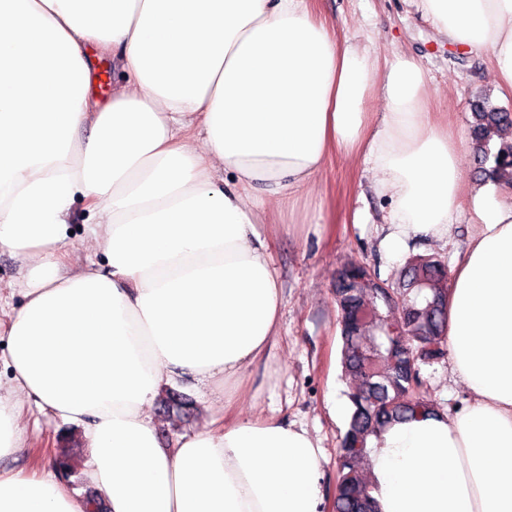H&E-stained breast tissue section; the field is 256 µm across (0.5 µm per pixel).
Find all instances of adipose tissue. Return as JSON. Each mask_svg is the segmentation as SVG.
I'll return each mask as SVG.
<instances>
[{"instance_id":"adipose-tissue-1","label":"adipose tissue","mask_w":512,"mask_h":512,"mask_svg":"<svg viewBox=\"0 0 512 512\" xmlns=\"http://www.w3.org/2000/svg\"><path fill=\"white\" fill-rule=\"evenodd\" d=\"M420 5L512 91V0ZM96 50L121 75L106 105ZM427 97L417 62L381 63L317 0H0V250L25 270L21 307L0 305V459L32 404L81 431L108 512H327L317 440L245 415L243 385L280 320L276 235L259 227L340 155L388 198L391 253L452 244L462 202L474 215L448 291L468 400L371 437L379 512H512V188L467 185L462 138ZM183 378L212 414L167 448L150 410ZM85 510L56 470L0 468V512Z\"/></svg>"}]
</instances>
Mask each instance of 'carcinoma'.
<instances>
[{
	"mask_svg": "<svg viewBox=\"0 0 512 512\" xmlns=\"http://www.w3.org/2000/svg\"><path fill=\"white\" fill-rule=\"evenodd\" d=\"M472 144L485 177L512 182V113L484 100L475 106ZM341 337V377L349 383L348 427L337 457L333 512H377L369 439L388 426L438 412L424 399L421 366L447 350L448 265L436 255L410 256L396 281L350 263L334 288Z\"/></svg>",
	"mask_w": 512,
	"mask_h": 512,
	"instance_id": "1",
	"label": "carcinoma"
}]
</instances>
